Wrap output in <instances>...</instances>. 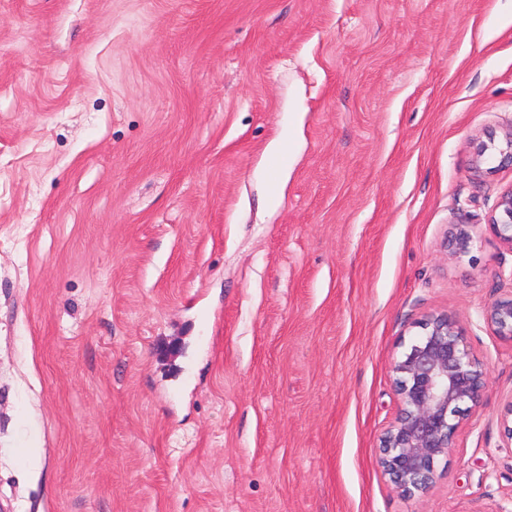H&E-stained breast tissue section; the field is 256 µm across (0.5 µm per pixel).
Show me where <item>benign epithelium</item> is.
Here are the masks:
<instances>
[{
	"label": "benign epithelium",
	"instance_id": "7a95c632",
	"mask_svg": "<svg viewBox=\"0 0 512 512\" xmlns=\"http://www.w3.org/2000/svg\"><path fill=\"white\" fill-rule=\"evenodd\" d=\"M476 169L483 165L512 169V125L501 139L491 136L474 151ZM487 226L512 253V189L499 199ZM449 246L457 257L469 253L472 225L454 224ZM484 324L512 340V292L483 309ZM420 332L392 366L399 411L380 437L378 467L404 496L426 493L438 478L437 463L454 448L458 429L483 395L482 361L467 345L465 330L446 313H429Z\"/></svg>",
	"mask_w": 512,
	"mask_h": 512
}]
</instances>
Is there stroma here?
Returning a JSON list of instances; mask_svg holds the SVG:
<instances>
[{
  "label": "stroma",
  "mask_w": 512,
  "mask_h": 512,
  "mask_svg": "<svg viewBox=\"0 0 512 512\" xmlns=\"http://www.w3.org/2000/svg\"><path fill=\"white\" fill-rule=\"evenodd\" d=\"M511 126L512 0H0V512H512ZM431 312L487 383L406 497ZM474 163L476 169L482 165H492L487 170L510 168L512 169V126L504 132L501 139L494 136L488 138V142L480 141L474 151ZM489 230L512 254V189L499 199L495 210L487 217ZM448 243L452 253L457 257H463L469 253L473 243L472 227L468 224L451 225ZM482 319L497 336L512 341V288L508 296L497 298L487 304L483 309Z\"/></svg>",
  "instance_id": "stroma-1"
}]
</instances>
